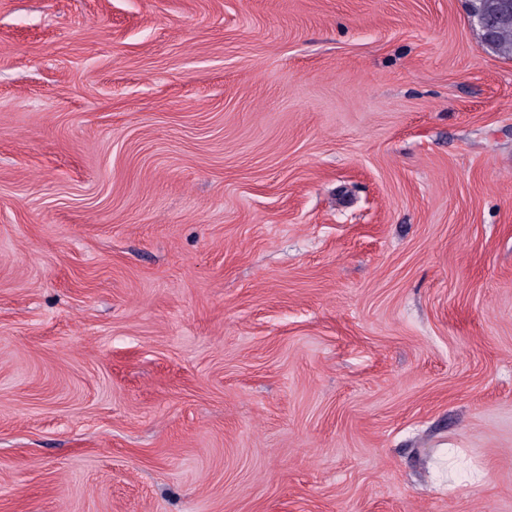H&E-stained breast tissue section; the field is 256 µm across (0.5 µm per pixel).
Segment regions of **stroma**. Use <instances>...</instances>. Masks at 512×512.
<instances>
[{
  "instance_id": "1",
  "label": "stroma",
  "mask_w": 512,
  "mask_h": 512,
  "mask_svg": "<svg viewBox=\"0 0 512 512\" xmlns=\"http://www.w3.org/2000/svg\"><path fill=\"white\" fill-rule=\"evenodd\" d=\"M0 512H512L467 0H0Z\"/></svg>"
}]
</instances>
